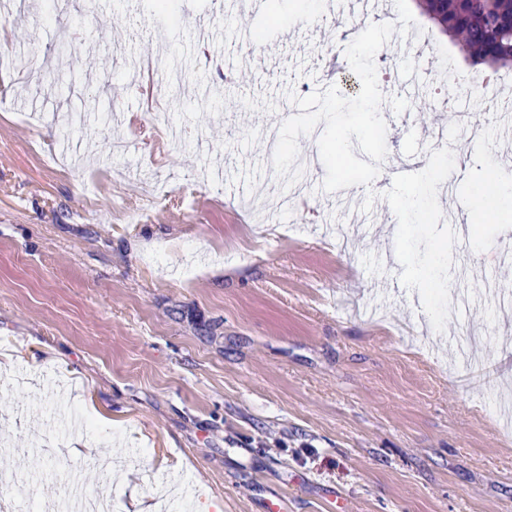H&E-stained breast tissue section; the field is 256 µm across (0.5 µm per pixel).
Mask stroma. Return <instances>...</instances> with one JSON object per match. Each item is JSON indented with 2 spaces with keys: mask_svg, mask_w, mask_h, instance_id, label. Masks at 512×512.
<instances>
[{
  "mask_svg": "<svg viewBox=\"0 0 512 512\" xmlns=\"http://www.w3.org/2000/svg\"><path fill=\"white\" fill-rule=\"evenodd\" d=\"M394 7L0 0V499L512 512V112L390 89L371 187L323 191L314 133L305 183L272 166L294 97L352 74L337 26ZM443 258L468 315L434 312Z\"/></svg>",
  "mask_w": 512,
  "mask_h": 512,
  "instance_id": "obj_1",
  "label": "stroma"
}]
</instances>
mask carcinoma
<instances>
[{"instance_id":"1","label":"carcinoma","mask_w":512,"mask_h":512,"mask_svg":"<svg viewBox=\"0 0 512 512\" xmlns=\"http://www.w3.org/2000/svg\"><path fill=\"white\" fill-rule=\"evenodd\" d=\"M478 71H512V0H416Z\"/></svg>"}]
</instances>
